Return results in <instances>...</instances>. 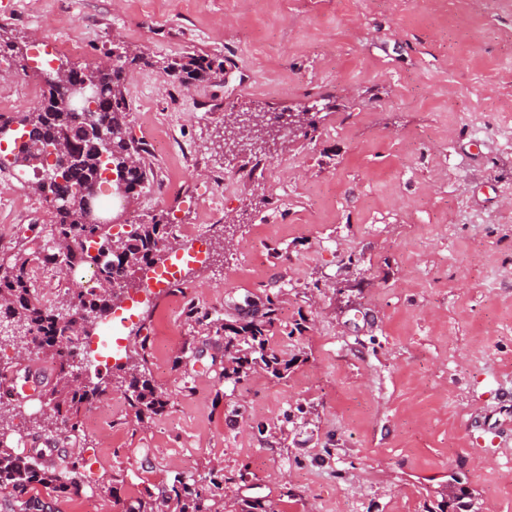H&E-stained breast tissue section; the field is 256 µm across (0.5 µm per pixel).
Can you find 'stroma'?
I'll return each mask as SVG.
<instances>
[{
    "label": "stroma",
    "mask_w": 512,
    "mask_h": 512,
    "mask_svg": "<svg viewBox=\"0 0 512 512\" xmlns=\"http://www.w3.org/2000/svg\"><path fill=\"white\" fill-rule=\"evenodd\" d=\"M0 25L19 47L0 58L8 120L41 84L21 55L42 35L83 41L67 68L137 49L130 134L162 119L172 147L144 153L153 177L129 212L191 228L162 262L210 253L184 266L181 304L143 302L123 329L128 355L149 341L163 415L138 423L112 387L53 449L38 395L0 413L5 444L39 440L50 470L80 461L85 495L58 512H125L216 467L233 506L512 512V0H0ZM191 55L219 67L164 72ZM299 106L316 127L286 150L225 149V114ZM227 172L241 186L220 204ZM176 175L214 196L164 191ZM19 193L39 229L11 225L7 254L48 240L41 195ZM273 294L294 330L271 340L287 377L224 382V335L189 308L233 324Z\"/></svg>",
    "instance_id": "stroma-1"
}]
</instances>
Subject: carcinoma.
Masks as SVG:
<instances>
[{"label":"carcinoma","instance_id":"1","mask_svg":"<svg viewBox=\"0 0 512 512\" xmlns=\"http://www.w3.org/2000/svg\"><path fill=\"white\" fill-rule=\"evenodd\" d=\"M213 61L191 57L180 65L187 78L196 79L212 69ZM71 83H94L99 75L94 69L78 70L58 67ZM46 91L39 103L18 120L22 131L28 134L30 145L47 143L52 146L62 140L70 147L59 154L65 164L64 182L44 184V198L66 195V207L52 210L53 224L49 234L70 239L74 249L58 257L51 252L41 255L46 261L75 259L88 266V249L95 244L109 251L107 258L96 267L97 287L88 291L70 288L47 306L40 301L28 284L29 255L19 250L9 256H0V322L12 326L10 335L18 356L32 362L48 361L52 365L51 379L45 384L44 397L52 411L51 419L65 426L74 435L80 431L78 416L82 407L105 394L106 387L90 386L80 381L79 346L63 341L68 326L66 316L79 310L86 314L110 312L123 289L139 287L136 271L156 263L161 244L169 241L168 226L156 219L131 225L126 235L113 245L111 227L107 224L81 223L84 187L95 183L112 165V172L126 184L129 193L142 190L150 181L151 169L146 167L144 148L128 134L129 104L123 68L112 70L108 85L101 88L90 120L84 113L73 112L63 104L62 97L51 82H44ZM282 126L298 124L315 128L307 108L281 113ZM112 132V145L107 159H102L103 144L91 134L95 129ZM277 300L267 297L263 320H245L224 327V380L240 383L256 370L283 379L288 376L292 362L270 346L271 332L277 327ZM142 354L136 362L116 366L114 383L122 390L127 406L136 421L142 423L161 415L168 397L152 383L148 374V344L139 343ZM77 461H71L58 471L39 467L31 456H22L12 448H0V490L10 497L0 501V512H32L43 500L35 493L42 487L53 497L77 499L84 495L86 484ZM224 474L215 471L209 477L176 478L162 489L163 501L172 512H219L214 489L221 484Z\"/></svg>","mask_w":512,"mask_h":512}]
</instances>
